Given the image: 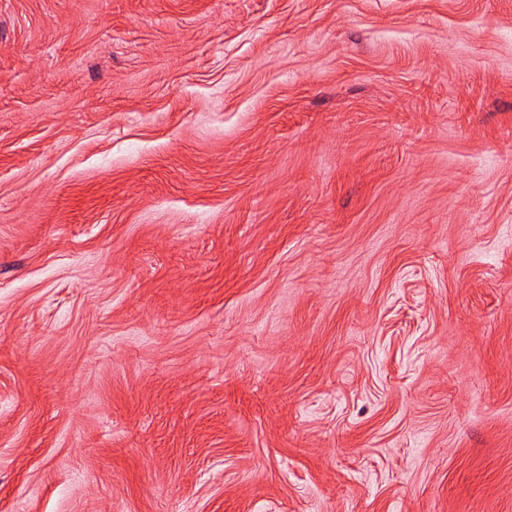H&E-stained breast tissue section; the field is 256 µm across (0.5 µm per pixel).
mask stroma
<instances>
[{"mask_svg": "<svg viewBox=\"0 0 512 512\" xmlns=\"http://www.w3.org/2000/svg\"><path fill=\"white\" fill-rule=\"evenodd\" d=\"M0 512H512V0H0Z\"/></svg>", "mask_w": 512, "mask_h": 512, "instance_id": "35a3bbf8", "label": "stroma"}]
</instances>
